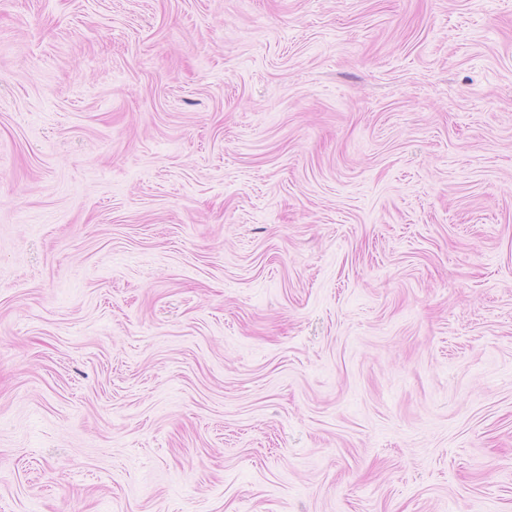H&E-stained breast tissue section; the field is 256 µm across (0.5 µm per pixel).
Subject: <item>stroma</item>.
I'll use <instances>...</instances> for the list:
<instances>
[{
  "instance_id": "stroma-1",
  "label": "stroma",
  "mask_w": 512,
  "mask_h": 512,
  "mask_svg": "<svg viewBox=\"0 0 512 512\" xmlns=\"http://www.w3.org/2000/svg\"><path fill=\"white\" fill-rule=\"evenodd\" d=\"M0 512H512V0H0Z\"/></svg>"
}]
</instances>
